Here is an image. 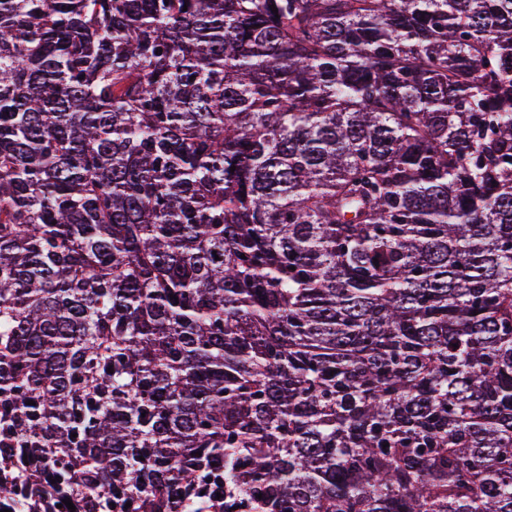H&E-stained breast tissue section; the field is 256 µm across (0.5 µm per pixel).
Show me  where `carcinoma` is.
<instances>
[{
    "label": "carcinoma",
    "mask_w": 512,
    "mask_h": 512,
    "mask_svg": "<svg viewBox=\"0 0 512 512\" xmlns=\"http://www.w3.org/2000/svg\"><path fill=\"white\" fill-rule=\"evenodd\" d=\"M2 497L512 512V0H0Z\"/></svg>",
    "instance_id": "1"
}]
</instances>
